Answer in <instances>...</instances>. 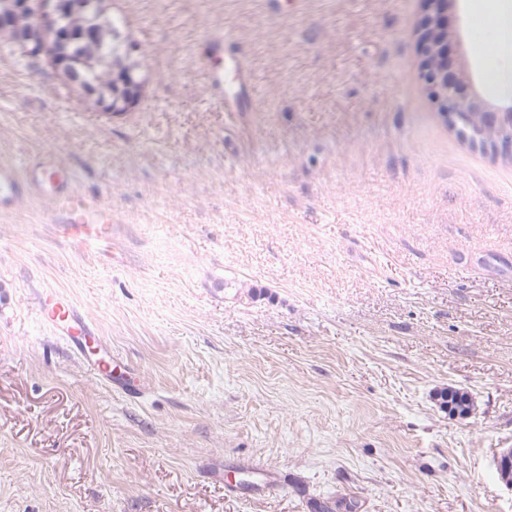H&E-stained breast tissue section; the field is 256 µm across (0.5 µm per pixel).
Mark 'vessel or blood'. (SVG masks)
<instances>
[{
    "label": "vessel or blood",
    "mask_w": 512,
    "mask_h": 512,
    "mask_svg": "<svg viewBox=\"0 0 512 512\" xmlns=\"http://www.w3.org/2000/svg\"><path fill=\"white\" fill-rule=\"evenodd\" d=\"M249 80L237 58L227 60L223 69L210 70L206 86L213 100L232 113L240 111ZM26 200L45 205L49 223L67 229L74 243L84 250L97 249L112 226L111 205L80 194L71 170L52 152L35 161L0 163V214L14 212ZM37 306L39 325L51 329L98 378L118 384L129 394H139L138 384L116 377L118 365L111 352L102 351V338L72 299L57 289L44 288L37 295Z\"/></svg>",
    "instance_id": "vessel-or-blood-1"
}]
</instances>
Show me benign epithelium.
<instances>
[{"label": "benign epithelium", "instance_id": "1", "mask_svg": "<svg viewBox=\"0 0 512 512\" xmlns=\"http://www.w3.org/2000/svg\"><path fill=\"white\" fill-rule=\"evenodd\" d=\"M448 0H429V15L416 33L421 58V74L430 96L451 129L468 144L489 152L496 158L512 162V105L493 106L478 95L464 91V81L451 69L448 60ZM29 16V26L15 33V48L27 55H42L66 86L82 99L95 101L96 109L111 114L136 108L143 91L112 108L86 76L88 67L76 49L95 43L101 35L97 0H0V29L9 30L16 14ZM88 16L80 31L65 25L68 14ZM500 480L512 489V450L497 458Z\"/></svg>", "mask_w": 512, "mask_h": 512}]
</instances>
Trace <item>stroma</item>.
<instances>
[{
    "instance_id": "1",
    "label": "stroma",
    "mask_w": 512,
    "mask_h": 512,
    "mask_svg": "<svg viewBox=\"0 0 512 512\" xmlns=\"http://www.w3.org/2000/svg\"><path fill=\"white\" fill-rule=\"evenodd\" d=\"M470 3L448 7V58L500 105L512 56ZM108 4L141 64L129 112L0 52V163L54 151L113 220L99 252L39 202L0 214V512H512V164L432 101L427 0ZM213 33L253 69L231 119ZM42 288L141 394L38 326Z\"/></svg>"
}]
</instances>
